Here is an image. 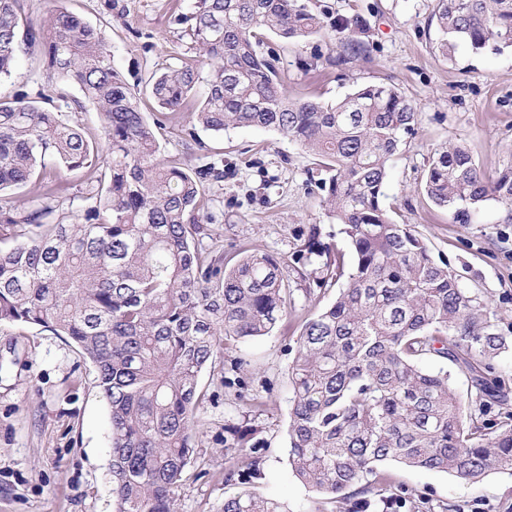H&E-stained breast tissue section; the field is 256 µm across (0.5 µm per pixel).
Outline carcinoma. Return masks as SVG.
Masks as SVG:
<instances>
[{
	"label": "carcinoma",
	"mask_w": 512,
	"mask_h": 512,
	"mask_svg": "<svg viewBox=\"0 0 512 512\" xmlns=\"http://www.w3.org/2000/svg\"><path fill=\"white\" fill-rule=\"evenodd\" d=\"M436 49L452 58L512 47V0H435ZM173 22L189 41L177 66L152 73L149 121L137 93L112 63L105 33L64 7L39 30L25 0H0V82L19 60L39 54L55 91L0 94V323L41 327L74 342L92 362L110 416L117 512H176L175 493L195 455L192 424L202 403L203 370L224 350L269 335L287 314L293 289L315 292L346 279L336 300L306 319L288 367V462L317 497L336 503L351 490L380 492L385 463L477 482L512 470V416L485 422L507 400L491 360L506 349L487 306L462 288L446 262L406 224L387 216L388 162L415 134L417 112L396 86L363 84L335 103L290 101L274 49L321 34L322 16L304 0H191ZM339 43L363 51L361 17L333 22ZM207 89L195 126L278 131L317 159L310 176L355 257L322 242L318 224L296 231L278 257L239 248L207 250L215 217L207 186L224 181V159L199 157L193 169L162 156L154 127L183 111L201 70ZM76 87L81 97L70 93ZM93 106L99 138L72 114ZM39 189L37 202L15 195ZM424 190L467 223L494 201L512 220V164L489 178L461 144L436 150ZM439 357L469 382L467 400ZM268 449L256 417L224 425V456H243L258 475ZM220 512H285L243 491ZM425 366L433 370L444 369L445 371H448L453 389L461 397L462 400L466 399L468 382L465 376L458 372L451 363L440 359H429L425 362Z\"/></svg>",
	"instance_id": "cac0c4a2"
}]
</instances>
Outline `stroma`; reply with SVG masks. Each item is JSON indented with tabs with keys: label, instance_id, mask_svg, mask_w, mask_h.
<instances>
[{
	"label": "stroma",
	"instance_id": "35a3bbf8",
	"mask_svg": "<svg viewBox=\"0 0 512 512\" xmlns=\"http://www.w3.org/2000/svg\"><path fill=\"white\" fill-rule=\"evenodd\" d=\"M174 0H66V8L105 29L113 63L130 84L176 65L186 53L170 20ZM325 22L362 16L370 30L365 56L347 66L305 69L313 52L338 55L336 40L318 35L302 43L276 36L290 99L344 98L358 85L401 88L418 112L416 133L390 162L384 203L393 220L421 237L435 260L447 261L459 282L488 306L490 321L507 349L494 361L512 386V223L489 205L471 223L433 206L423 184L436 149L465 144L486 176L512 163V48L476 55L459 45L453 59L435 48L429 26L434 0H311ZM187 114L157 131L163 156L193 167L196 144L186 142ZM208 153L224 159V181L211 186L216 238L204 246L234 244L286 256L294 233L306 224L332 231L325 206L308 182L315 156L271 129L198 130ZM336 288L315 301L296 295L272 335L237 345L241 385L224 386L221 367L200 378L206 398L196 413L197 454L176 492L177 512H218L225 497L241 490L284 504L287 512H314V496L291 473L287 427L291 385L288 365L302 322L335 300ZM260 402L258 420L269 450L261 473L228 482L224 425ZM392 488L415 499L400 512H512V471L499 470L477 483L446 474L389 465ZM112 497L108 409L91 362L66 337L35 327L0 324V512H115Z\"/></svg>",
	"mask_w": 512,
	"mask_h": 512
}]
</instances>
